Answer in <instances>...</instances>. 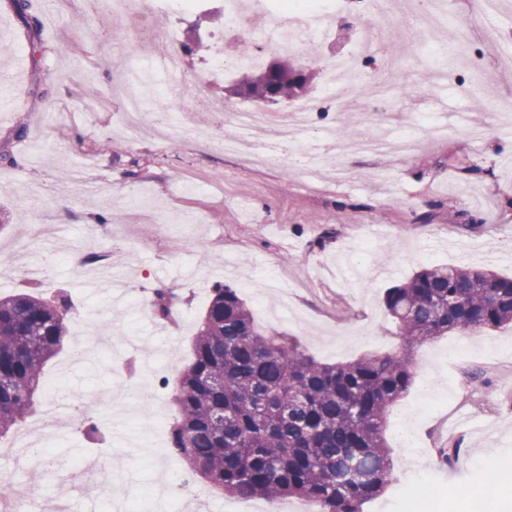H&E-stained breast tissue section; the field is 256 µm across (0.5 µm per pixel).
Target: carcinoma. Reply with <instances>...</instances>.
<instances>
[{"mask_svg": "<svg viewBox=\"0 0 512 512\" xmlns=\"http://www.w3.org/2000/svg\"><path fill=\"white\" fill-rule=\"evenodd\" d=\"M11 6L26 25L41 24L32 0ZM280 69L268 79L241 66L238 94L255 101L270 91L304 97V86L290 78L294 67L282 62ZM149 293L160 317L179 299L171 288ZM384 304L402 352L328 364L296 340L261 332L236 289L213 286L192 360L177 379L167 454L222 494L270 504L296 495L320 512H362L392 478L384 426L413 384L414 347L452 332L512 325V278L470 267L424 268L388 289ZM73 313L65 292L0 297V436L31 411Z\"/></svg>", "mask_w": 512, "mask_h": 512, "instance_id": "obj_1", "label": "carcinoma"}]
</instances>
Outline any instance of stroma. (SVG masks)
Returning <instances> with one entry per match:
<instances>
[{
	"mask_svg": "<svg viewBox=\"0 0 512 512\" xmlns=\"http://www.w3.org/2000/svg\"><path fill=\"white\" fill-rule=\"evenodd\" d=\"M475 0H456L448 18L470 30L462 60L434 77L428 46L412 41L391 78L390 122L370 123L327 84V59L356 50L349 12L329 15V37L302 66L319 101L313 134L325 147L393 138L445 101L447 138L423 139L405 161L391 154L346 159L351 181L326 167L314 183L289 159L263 162L224 153L236 127L211 100L242 106L231 75L214 79L210 101L191 98V81L210 71L208 50L223 38L236 51L224 0L171 17L182 72L150 78L139 138L123 134V71L146 54L126 16L83 10L80 0H39L40 26L27 27L0 0V59L20 50L16 107L0 117V296L67 292L75 312L61 351L45 366L35 407L0 438V469L30 494L27 512H192L204 483L167 455L157 416L175 418L171 387L190 359L210 289H237L268 334L298 339L317 360L347 362L394 354L402 339L384 297L432 265L483 267L512 277V126L494 105L512 106V50L479 52V28L512 41V8L484 18ZM91 117L78 120L79 109ZM50 212L53 234L38 233ZM479 214L480 223L456 213ZM103 229L88 233L98 216ZM103 254L133 289L181 294L176 322L146 316L133 298L116 304L92 288L88 254ZM512 327L451 333L418 345L414 383L390 411L386 440L394 474L363 512H455L453 488L483 484L496 469L502 496L476 512H512ZM97 410L101 437L82 433L75 405ZM54 415L58 436L28 453L31 433ZM459 445L448 463H424L428 449Z\"/></svg>",
	"mask_w": 512,
	"mask_h": 512,
	"instance_id": "35a3bbf8",
	"label": "stroma"
}]
</instances>
